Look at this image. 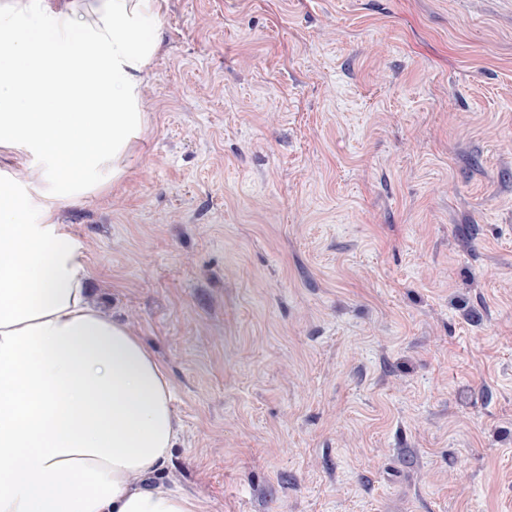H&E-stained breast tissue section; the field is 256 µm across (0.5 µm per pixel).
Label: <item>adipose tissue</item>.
Segmentation results:
<instances>
[{
	"mask_svg": "<svg viewBox=\"0 0 512 512\" xmlns=\"http://www.w3.org/2000/svg\"><path fill=\"white\" fill-rule=\"evenodd\" d=\"M91 14L74 0L0 6V148L40 173L35 186L0 176V512H201L156 480L178 438L165 368L97 307L54 219L96 173L121 176L146 125L160 0H93Z\"/></svg>",
	"mask_w": 512,
	"mask_h": 512,
	"instance_id": "ef3b65f1",
	"label": "adipose tissue"
}]
</instances>
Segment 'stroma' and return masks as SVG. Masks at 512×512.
I'll return each mask as SVG.
<instances>
[{"label": "stroma", "instance_id": "obj_1", "mask_svg": "<svg viewBox=\"0 0 512 512\" xmlns=\"http://www.w3.org/2000/svg\"><path fill=\"white\" fill-rule=\"evenodd\" d=\"M60 208L203 512H512V0H166Z\"/></svg>", "mask_w": 512, "mask_h": 512}]
</instances>
